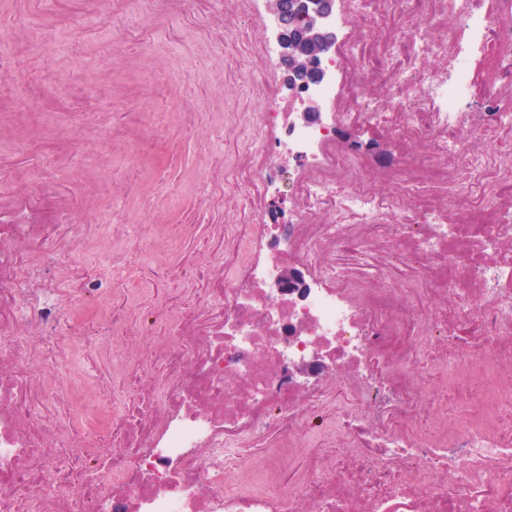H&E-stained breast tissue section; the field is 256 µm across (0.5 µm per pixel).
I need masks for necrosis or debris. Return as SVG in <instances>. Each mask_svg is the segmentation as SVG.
<instances>
[{
    "mask_svg": "<svg viewBox=\"0 0 512 512\" xmlns=\"http://www.w3.org/2000/svg\"><path fill=\"white\" fill-rule=\"evenodd\" d=\"M216 2L143 16L204 26ZM264 3L227 0L255 22L224 35L252 144L210 174L234 200L218 249L180 259L200 287L132 304L72 260L112 252L73 215L98 186L10 168L0 512H512V0H335L324 75L287 96ZM351 133L394 152L376 163ZM288 265L302 281L276 289ZM161 322L159 373L113 369L112 337ZM79 336L112 377L77 378Z\"/></svg>",
    "mask_w": 512,
    "mask_h": 512,
    "instance_id": "1",
    "label": "necrosis or debris"
}]
</instances>
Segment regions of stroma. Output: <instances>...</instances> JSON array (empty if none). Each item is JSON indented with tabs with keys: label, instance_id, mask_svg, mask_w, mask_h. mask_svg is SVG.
<instances>
[{
	"label": "stroma",
	"instance_id": "obj_1",
	"mask_svg": "<svg viewBox=\"0 0 512 512\" xmlns=\"http://www.w3.org/2000/svg\"><path fill=\"white\" fill-rule=\"evenodd\" d=\"M139 0H124L116 8L101 5L100 27L86 30L81 15H73L61 30L62 38L73 44L71 53L46 45L26 56L15 87L0 91V107L12 109L16 126L29 132L31 141L23 146L0 139V192L13 191L7 172L22 164L48 174L55 182L73 186L85 181L93 154L102 143L92 133L94 116L81 112L80 92L71 90L66 108L45 111L39 97L25 98L31 82H40L45 92H58L57 77L75 74L87 82H100V107L127 114L129 122L143 130L137 139H126L124 125H117L114 138L126 140L125 149L112 158L110 171L102 173L107 194L94 209H78L77 217L100 231L110 225L122 227V247L134 261L147 264L160 228H167L176 241L168 287L179 288L183 277L177 263L181 255L202 250L208 236V222L224 206V192L211 182L204 161L217 155L231 160L236 151L248 146L247 130L237 139L216 140L212 134L210 102L222 95L229 111L247 109L250 87L226 80L237 56L221 48L201 56L200 44L211 38L217 26L241 28L243 17L213 16L210 27L184 24L178 42H170L173 26L164 17L153 18L142 37L132 35L139 25ZM179 97V112H162L155 103L159 94ZM196 113L197 126L182 131L180 111ZM73 138L74 152L59 155V141Z\"/></svg>",
	"mask_w": 512,
	"mask_h": 512
}]
</instances>
